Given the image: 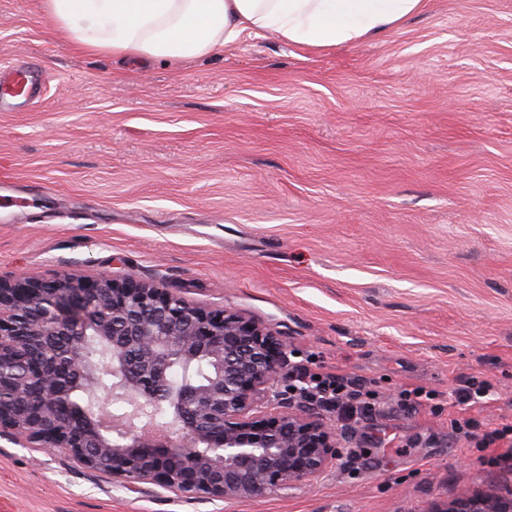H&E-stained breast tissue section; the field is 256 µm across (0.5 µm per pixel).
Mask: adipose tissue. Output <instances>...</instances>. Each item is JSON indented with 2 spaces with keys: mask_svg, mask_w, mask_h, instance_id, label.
Returning <instances> with one entry per match:
<instances>
[{
  "mask_svg": "<svg viewBox=\"0 0 512 512\" xmlns=\"http://www.w3.org/2000/svg\"><path fill=\"white\" fill-rule=\"evenodd\" d=\"M71 45L140 59H187L271 31L319 50L388 31L424 0H43Z\"/></svg>",
  "mask_w": 512,
  "mask_h": 512,
  "instance_id": "1",
  "label": "adipose tissue"
}]
</instances>
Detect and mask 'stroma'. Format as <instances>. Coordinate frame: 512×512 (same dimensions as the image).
I'll list each match as a JSON object with an SVG mask.
<instances>
[{
    "label": "stroma",
    "instance_id": "stroma-1",
    "mask_svg": "<svg viewBox=\"0 0 512 512\" xmlns=\"http://www.w3.org/2000/svg\"><path fill=\"white\" fill-rule=\"evenodd\" d=\"M46 81L0 107V282L154 284L269 329L288 365L374 380L366 468L264 498L120 486L0 437V512H446L512 496V461L451 439L458 377L512 421V0H425L320 51L272 33L141 65L65 43L43 0H0V67ZM439 394L405 413L401 390Z\"/></svg>",
    "mask_w": 512,
    "mask_h": 512
}]
</instances>
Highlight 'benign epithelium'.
Returning a JSON list of instances; mask_svg holds the SVG:
<instances>
[{
  "instance_id": "1",
  "label": "benign epithelium",
  "mask_w": 512,
  "mask_h": 512,
  "mask_svg": "<svg viewBox=\"0 0 512 512\" xmlns=\"http://www.w3.org/2000/svg\"><path fill=\"white\" fill-rule=\"evenodd\" d=\"M75 326L92 343L75 346L74 363L23 354L28 345L52 352ZM149 332L148 350H129V337ZM185 333L195 347L181 344ZM272 342L256 322L203 311L152 284L106 275L92 283L63 275L41 288L0 284V392L11 391L0 397V434L65 452L94 471L104 460L122 486L264 497L317 474L336 447V433L315 409L273 424L251 417L258 406L288 399ZM93 345L109 354L106 364L86 360ZM200 360L210 366L205 381L170 394L173 362L188 369ZM104 372L112 376L109 396L130 411L113 416L95 397L74 403L80 382ZM158 407L169 414L163 425L150 421ZM448 512H512V498H473Z\"/></svg>"
}]
</instances>
